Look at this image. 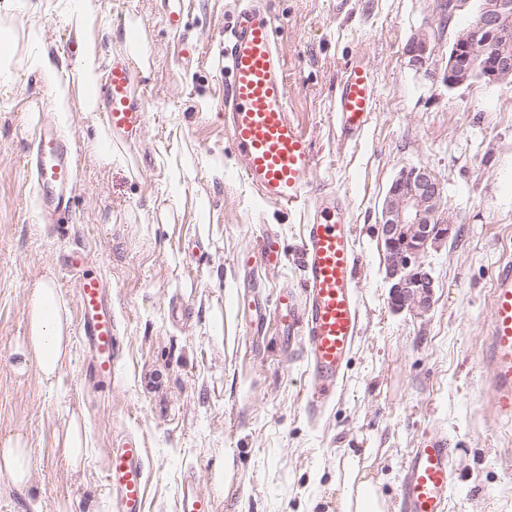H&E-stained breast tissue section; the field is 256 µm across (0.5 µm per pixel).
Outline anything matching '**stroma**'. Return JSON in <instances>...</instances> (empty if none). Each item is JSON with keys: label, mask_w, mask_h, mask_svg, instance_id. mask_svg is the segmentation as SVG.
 <instances>
[{"label": "stroma", "mask_w": 512, "mask_h": 512, "mask_svg": "<svg viewBox=\"0 0 512 512\" xmlns=\"http://www.w3.org/2000/svg\"><path fill=\"white\" fill-rule=\"evenodd\" d=\"M79 2L0 0V438L25 434L34 472L26 491L0 474V512H55L60 501L115 512L106 460L126 435L148 452L145 512H176L190 473L214 512H328L337 468L360 454L395 504L409 453L432 428L452 448L448 512H512V420L491 411L481 363L492 280L512 259V84L446 81L479 0H461L448 18L444 0L266 2L290 111L314 141L315 185L344 195L357 257L361 330L336 402L316 423L304 411L299 341L253 319L257 296L298 287L301 270L289 259L271 274L245 258L269 230L294 250L304 214L257 204L224 129L226 82L213 53L237 0H184L199 55L189 70L162 0H91L102 61L139 33L131 60L147 123L137 141L112 144L108 160L93 151L101 112L79 105L70 22ZM422 34L429 51L419 64L408 48ZM360 57L373 73L374 112L346 144L336 99L345 65ZM58 86L70 89L61 112ZM33 99L56 112L78 150L75 198L56 224L39 221L26 175ZM411 166L440 179L453 226L424 258L434 294L422 313L393 309L380 233L389 188ZM76 248L110 285L115 367L100 381L74 336L53 393L36 373L14 372L11 351L35 282L52 280L74 299L63 259ZM74 417L88 441L76 471L58 446Z\"/></svg>", "instance_id": "stroma-1"}]
</instances>
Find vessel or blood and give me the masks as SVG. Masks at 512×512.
<instances>
[{"label":"vessel or blood","instance_id":"vessel-or-blood-1","mask_svg":"<svg viewBox=\"0 0 512 512\" xmlns=\"http://www.w3.org/2000/svg\"><path fill=\"white\" fill-rule=\"evenodd\" d=\"M214 57L231 82L224 94V126L240 171L257 199L304 211L298 244L302 278L298 290L279 293L272 304L278 331L303 341L306 364L304 406L318 420L336 399L360 333L361 306L356 278L354 239L345 201L336 190L315 188L316 157L309 135L289 111L284 62L272 23L256 0L239 8ZM138 71L125 55L107 64L94 94L102 103L111 139L122 142L142 133L146 111L136 91ZM374 86L369 68L348 65L336 100V123L343 140L358 136L373 110ZM36 124L27 174L44 220L68 207L76 188L77 158L71 138L45 115ZM287 253L277 232H266L261 263L279 267ZM107 282L80 277L76 285L78 327L95 355L98 374L111 378L115 323ZM491 318L484 360L490 369L494 413L512 418V261L502 263L490 291ZM447 436L434 430L412 449L400 490L404 512H447L452 481ZM106 479L116 512H144L147 455L140 441L124 437L110 449ZM177 512H213L211 497L186 475Z\"/></svg>","mask_w":512,"mask_h":512}]
</instances>
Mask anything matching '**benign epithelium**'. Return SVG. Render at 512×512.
I'll list each match as a JSON object with an SVG mask.
<instances>
[{
    "mask_svg": "<svg viewBox=\"0 0 512 512\" xmlns=\"http://www.w3.org/2000/svg\"><path fill=\"white\" fill-rule=\"evenodd\" d=\"M475 76L512 83V0H483L475 21L456 36L448 58V85ZM441 199V182L426 168L403 170L389 189L380 227L396 311L425 312L431 305L434 280L422 258L451 233L440 215Z\"/></svg>",
    "mask_w": 512,
    "mask_h": 512,
    "instance_id": "7a95c632",
    "label": "benign epithelium"
}]
</instances>
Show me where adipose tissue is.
<instances>
[{
	"mask_svg": "<svg viewBox=\"0 0 512 512\" xmlns=\"http://www.w3.org/2000/svg\"><path fill=\"white\" fill-rule=\"evenodd\" d=\"M74 28L83 34L79 74L84 88L94 86L99 77L100 45L92 38L102 23L98 11L83 4L71 16ZM14 369L23 374L36 370L49 390L60 387L61 372L71 360V318L68 302L59 289L41 282L34 286L29 311V332L12 351ZM0 472L18 486H28L32 463L22 435L0 442ZM331 512H391L389 500L365 465L355 460L343 464L341 485L337 487Z\"/></svg>",
	"mask_w": 512,
	"mask_h": 512,
	"instance_id": "1",
	"label": "adipose tissue"
}]
</instances>
